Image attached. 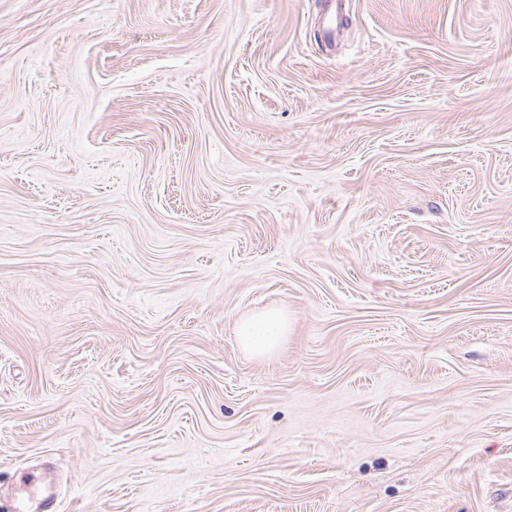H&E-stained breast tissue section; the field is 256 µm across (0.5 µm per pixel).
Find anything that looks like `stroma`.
<instances>
[{
	"instance_id": "35a3bbf8",
	"label": "stroma",
	"mask_w": 512,
	"mask_h": 512,
	"mask_svg": "<svg viewBox=\"0 0 512 512\" xmlns=\"http://www.w3.org/2000/svg\"><path fill=\"white\" fill-rule=\"evenodd\" d=\"M324 3L0 0L1 486L512 512V0ZM287 331V315L275 308L241 320L237 327V338L243 349L263 356L281 345Z\"/></svg>"
}]
</instances>
